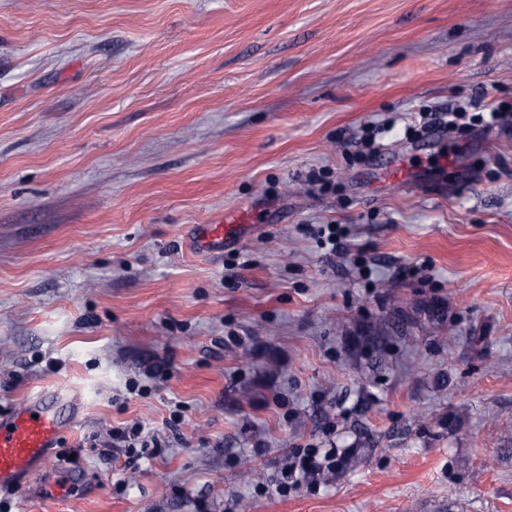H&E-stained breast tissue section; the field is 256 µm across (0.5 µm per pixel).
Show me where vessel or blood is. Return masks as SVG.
Instances as JSON below:
<instances>
[{
	"label": "vessel or blood",
	"instance_id": "b4317fda",
	"mask_svg": "<svg viewBox=\"0 0 512 512\" xmlns=\"http://www.w3.org/2000/svg\"><path fill=\"white\" fill-rule=\"evenodd\" d=\"M237 221L202 225L195 238L201 251H214L237 238ZM63 425L41 398L22 402L0 417V490H13L21 477L48 460Z\"/></svg>",
	"mask_w": 512,
	"mask_h": 512
}]
</instances>
